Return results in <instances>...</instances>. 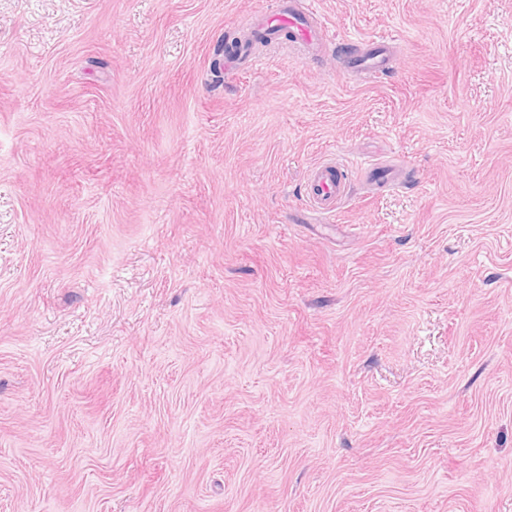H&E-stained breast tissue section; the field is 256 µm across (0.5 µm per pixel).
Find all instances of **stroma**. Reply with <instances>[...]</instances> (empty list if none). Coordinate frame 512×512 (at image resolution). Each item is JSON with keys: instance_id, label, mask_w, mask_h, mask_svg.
I'll list each match as a JSON object with an SVG mask.
<instances>
[{"instance_id": "1", "label": "stroma", "mask_w": 512, "mask_h": 512, "mask_svg": "<svg viewBox=\"0 0 512 512\" xmlns=\"http://www.w3.org/2000/svg\"><path fill=\"white\" fill-rule=\"evenodd\" d=\"M317 2L0 0V512H512V0ZM289 0L276 11L268 12L257 19V24L251 23L249 28L256 27V31L269 38V42L279 40L281 33L290 35L291 48L300 53L312 56L323 44L322 27L315 19L317 11L307 1L305 10H299L296 2ZM393 42L385 38H372L364 41L357 53L345 55V62L351 71L372 76L390 68ZM352 170V166L335 160L326 161L314 167L306 185L309 206L319 214L335 212L337 204L347 194Z\"/></svg>"}]
</instances>
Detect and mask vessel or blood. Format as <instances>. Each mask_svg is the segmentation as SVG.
<instances>
[{"instance_id":"vessel-or-blood-1","label":"vessel or blood","mask_w":512,"mask_h":512,"mask_svg":"<svg viewBox=\"0 0 512 512\" xmlns=\"http://www.w3.org/2000/svg\"><path fill=\"white\" fill-rule=\"evenodd\" d=\"M316 17L313 7L301 10L294 0H289L276 11L258 18L256 29L272 41L279 40L281 34H289L292 49L311 56L324 42L323 30ZM391 47V41L384 38L366 40L361 51L346 54V65L351 71L367 76L378 74L391 65ZM351 173V166L333 160L314 167L306 185L310 207L324 215L335 212L337 204L347 194Z\"/></svg>"}]
</instances>
